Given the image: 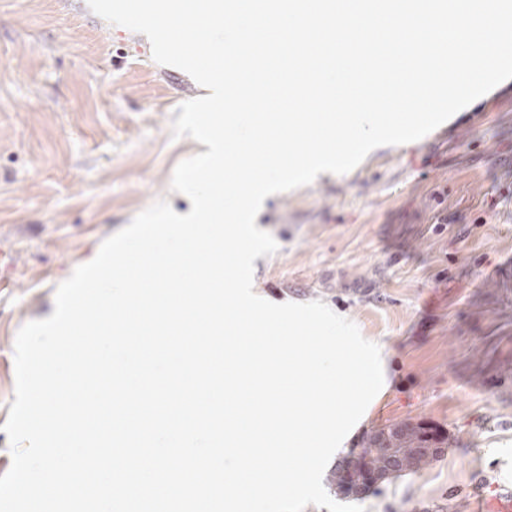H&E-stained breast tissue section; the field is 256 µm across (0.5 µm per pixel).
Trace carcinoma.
Listing matches in <instances>:
<instances>
[{"mask_svg": "<svg viewBox=\"0 0 512 512\" xmlns=\"http://www.w3.org/2000/svg\"><path fill=\"white\" fill-rule=\"evenodd\" d=\"M405 432L401 439L392 444L393 451L385 450L383 432L378 431L367 440L371 461L374 466L385 469L390 464L401 468L407 464L419 470L437 456L435 443L426 436V429L421 426L404 425Z\"/></svg>", "mask_w": 512, "mask_h": 512, "instance_id": "cac0c4a2", "label": "carcinoma"}]
</instances>
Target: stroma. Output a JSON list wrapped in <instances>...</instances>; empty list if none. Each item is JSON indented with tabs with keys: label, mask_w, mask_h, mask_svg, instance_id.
I'll use <instances>...</instances> for the list:
<instances>
[{
	"label": "stroma",
	"mask_w": 512,
	"mask_h": 512,
	"mask_svg": "<svg viewBox=\"0 0 512 512\" xmlns=\"http://www.w3.org/2000/svg\"><path fill=\"white\" fill-rule=\"evenodd\" d=\"M206 94L86 0H0V426L20 328L151 204L190 211L173 170L207 147L172 122ZM256 225L278 245L254 261L257 295L322 301L382 349L390 387L349 453L398 423L442 441L357 505L468 512L475 491L511 483L512 278L492 271L512 260V80L420 140L268 196Z\"/></svg>",
	"instance_id": "35a3bbf8"
}]
</instances>
